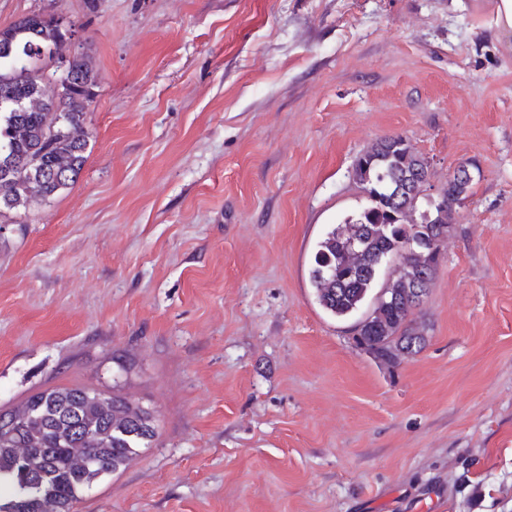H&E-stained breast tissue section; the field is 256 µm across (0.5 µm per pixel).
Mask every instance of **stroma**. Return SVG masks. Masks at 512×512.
<instances>
[{
    "label": "stroma",
    "instance_id": "stroma-1",
    "mask_svg": "<svg viewBox=\"0 0 512 512\" xmlns=\"http://www.w3.org/2000/svg\"><path fill=\"white\" fill-rule=\"evenodd\" d=\"M493 0H0L99 83L72 186L0 225V410L119 390L157 435L71 512H512V37ZM406 137L457 210L416 355L309 283ZM477 175L475 165L472 163H462L458 165L449 175H448V181L450 180H464L468 182H472L475 180V177ZM475 182L472 183H464L461 181H453L448 182V184L443 188L446 195L448 196V193L451 197L457 198L459 196H462L463 199L466 197H469L472 194L473 185ZM449 186V188H448Z\"/></svg>",
    "mask_w": 512,
    "mask_h": 512
}]
</instances>
